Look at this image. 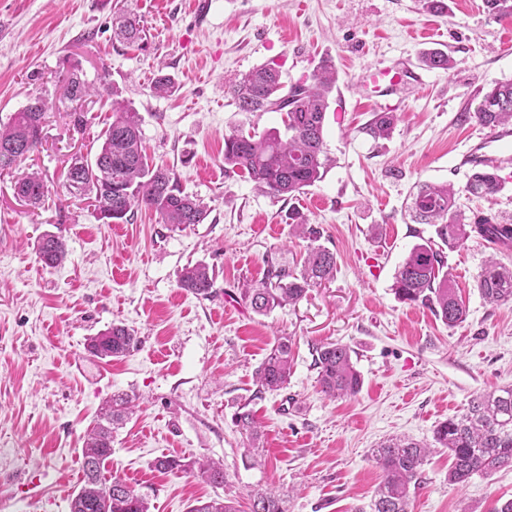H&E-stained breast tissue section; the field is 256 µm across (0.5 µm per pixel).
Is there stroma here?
<instances>
[{"label": "stroma", "instance_id": "obj_1", "mask_svg": "<svg viewBox=\"0 0 512 512\" xmlns=\"http://www.w3.org/2000/svg\"><path fill=\"white\" fill-rule=\"evenodd\" d=\"M445 2L435 14L424 0H0V124L35 97L53 104L41 146L0 174V512H70L84 436L115 392L137 396L138 407L113 434L106 469L150 512H188L217 496L245 510L253 490L270 487L287 512H372L383 476L373 448L392 436L432 442L473 396L512 386V303L489 304L475 286L487 258L512 266V250L473 236L448 252L466 305L456 326L392 291L409 250L434 233L411 216L420 185L453 184L466 217L512 224V172L487 200L465 192L470 173L456 167L482 132L461 113L476 109L488 82L512 78V18L490 16L483 0ZM126 14L139 17L142 41L115 37ZM435 47L452 69L409 81L392 133L372 138L378 99L360 74ZM325 61L337 74L323 133L329 163L303 193L270 198L225 169L224 137L282 128L281 115L239 111L225 82L270 64L289 86ZM74 66L96 90L77 106L64 96ZM160 75L174 80L173 95L153 93ZM116 95L140 113L153 163L207 205L204 223L173 229L142 207L132 223L106 224L69 193L71 159L98 148ZM76 107L88 119L81 132ZM34 169L48 187L36 210L14 194ZM293 211L321 227L336 275L297 304L255 314L242 289L264 279L268 260L292 266L306 251ZM46 232L68 249L55 269L35 252ZM190 262L214 268L210 298L178 288ZM115 323L134 330L138 349L112 362L90 356L88 338ZM281 336L293 343L292 376L284 390L259 392L254 372ZM327 341L353 352L363 378L354 398L320 391L313 349ZM244 405L261 424L255 452L232 422ZM164 455L223 459L226 482L154 469ZM450 465L446 449L428 457L410 512H493L512 499V468L457 485Z\"/></svg>", "mask_w": 512, "mask_h": 512}]
</instances>
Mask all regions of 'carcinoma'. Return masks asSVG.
Listing matches in <instances>:
<instances>
[{
  "label": "carcinoma",
  "mask_w": 512,
  "mask_h": 512,
  "mask_svg": "<svg viewBox=\"0 0 512 512\" xmlns=\"http://www.w3.org/2000/svg\"><path fill=\"white\" fill-rule=\"evenodd\" d=\"M487 12L499 18H512V0H484ZM140 21L125 16L116 35L126 41L142 38ZM421 62L430 69L448 70V53L440 49L421 54ZM336 84V70L321 63L310 82L295 84L283 91L280 71L270 65L254 68L230 92L242 112H278L285 131L272 128L261 135L232 133L224 137L225 168L240 172L257 189L280 199L293 197L319 181L326 169L323 149L328 95ZM67 91L74 99L89 97L96 90L74 72L67 80ZM49 106L36 97L25 108L0 125V172L12 168L34 151L42 141L43 123ZM461 117L473 119L485 128L512 123V79L488 84L473 112ZM397 116L378 112L366 127L375 138L388 137ZM142 118L131 106L112 100V121L100 135L94 157L78 159L67 177L69 192L92 201L105 224L130 222L138 208L154 210L162 223L175 228L201 224L207 218V206L184 193L174 173L163 165L148 162L142 146ZM505 187L504 179L493 169L472 172L465 192L475 197L493 198ZM17 196L37 208L47 197L48 188L37 171L27 173L14 187ZM457 190L451 184H427L414 197L417 221L434 227L435 237L415 244L399 265L392 284L395 296L409 305L431 308L446 324L454 326L466 317V308L456 295L448 271L445 249H454L475 234L486 241L512 245V224H500L493 215L476 214L466 221L456 206ZM296 236L310 242L307 258L297 272L277 262H269L266 278L241 292L242 301L258 315L285 305L296 304L308 290L336 272V254L319 244L320 230L294 212ZM39 260L54 268L65 260L66 247L61 237L45 233L35 246ZM214 273L204 263L184 267L177 280L183 291L200 298L213 293ZM481 297L493 304L512 302V268L487 259L476 279ZM139 339L134 331L114 324L88 339V353L111 360L130 354ZM313 366L317 370L320 391L330 399L356 396L362 378L356 370L351 349L339 343L316 345ZM293 368L291 344L280 337L255 370L262 391H279L288 385ZM137 407L136 398L118 393L102 405L95 425L85 435L82 448V480L72 494L71 512H149L147 500L117 477L105 476L106 462L112 456V433ZM234 425L248 441L260 437L255 415L241 409ZM434 447L445 448L452 459L448 481L464 484L476 473L512 467V388L504 387L473 397L466 411L445 420L434 430ZM431 447L411 440L389 438L373 449V458L383 472L376 490L373 512H409L411 488L418 487L420 470ZM155 469L183 472L200 477L214 486L226 483L224 464L206 460L184 462L162 456L153 462ZM189 512H237L230 500H197ZM249 512H286L284 500L269 489L250 500Z\"/></svg>",
  "instance_id": "1"
}]
</instances>
